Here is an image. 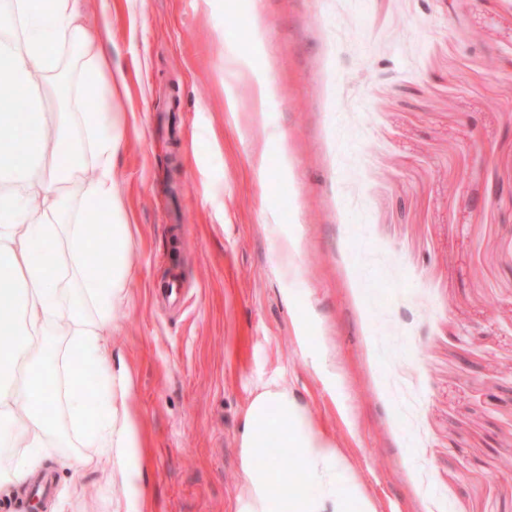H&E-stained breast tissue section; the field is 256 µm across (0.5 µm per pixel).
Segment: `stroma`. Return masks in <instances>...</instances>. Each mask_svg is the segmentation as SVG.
I'll return each instance as SVG.
<instances>
[{
  "label": "stroma",
  "instance_id": "35a3bbf8",
  "mask_svg": "<svg viewBox=\"0 0 512 512\" xmlns=\"http://www.w3.org/2000/svg\"><path fill=\"white\" fill-rule=\"evenodd\" d=\"M109 47L139 475L66 428L43 512H233L274 381L377 512H512V0H112Z\"/></svg>",
  "mask_w": 512,
  "mask_h": 512
}]
</instances>
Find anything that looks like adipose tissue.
I'll use <instances>...</instances> for the list:
<instances>
[{
	"label": "adipose tissue",
	"mask_w": 512,
	"mask_h": 512,
	"mask_svg": "<svg viewBox=\"0 0 512 512\" xmlns=\"http://www.w3.org/2000/svg\"><path fill=\"white\" fill-rule=\"evenodd\" d=\"M110 17V0H101L95 27L83 0H10L0 9V492L24 479L66 422L121 473L141 446L128 375L112 373L109 348L111 315L133 275L112 179L119 140L105 81ZM64 69L68 109L47 114L45 94ZM17 87L26 104L7 111ZM50 140L62 159H48ZM96 260L103 271L93 275ZM58 330L76 363H59L49 341ZM87 366L111 373L110 391L86 389ZM49 376L63 387V413L43 387ZM237 442L242 490L234 512H376L335 439L290 387L255 393ZM273 443L289 451L294 472L275 467Z\"/></svg>",
	"instance_id": "obj_1"
}]
</instances>
